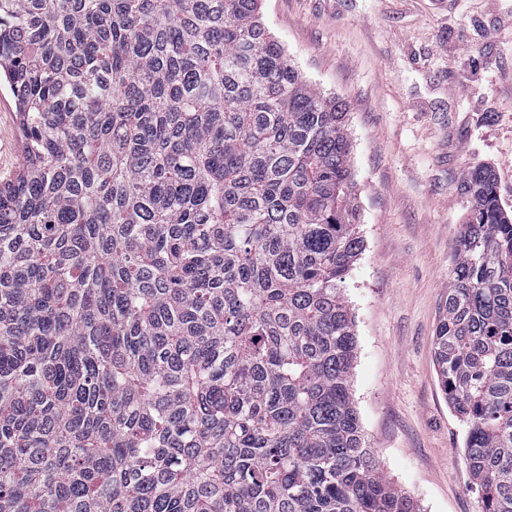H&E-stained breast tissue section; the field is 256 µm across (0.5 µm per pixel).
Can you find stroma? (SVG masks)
<instances>
[{
	"instance_id": "stroma-1",
	"label": "stroma",
	"mask_w": 512,
	"mask_h": 512,
	"mask_svg": "<svg viewBox=\"0 0 512 512\" xmlns=\"http://www.w3.org/2000/svg\"><path fill=\"white\" fill-rule=\"evenodd\" d=\"M262 13L303 75L348 107L364 250L345 294L365 439L420 512H481L433 336L471 205L462 173L493 168L512 210V0H263ZM22 163L0 90V178Z\"/></svg>"
}]
</instances>
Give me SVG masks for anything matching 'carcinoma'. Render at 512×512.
Instances as JSON below:
<instances>
[{"label": "carcinoma", "instance_id": "carcinoma-1", "mask_svg": "<svg viewBox=\"0 0 512 512\" xmlns=\"http://www.w3.org/2000/svg\"><path fill=\"white\" fill-rule=\"evenodd\" d=\"M262 0H0V512H420L365 442L345 102ZM434 360L512 512V213L466 171ZM0 178L12 176L23 163V148L19 133L18 116L12 96L0 90Z\"/></svg>", "mask_w": 512, "mask_h": 512}]
</instances>
